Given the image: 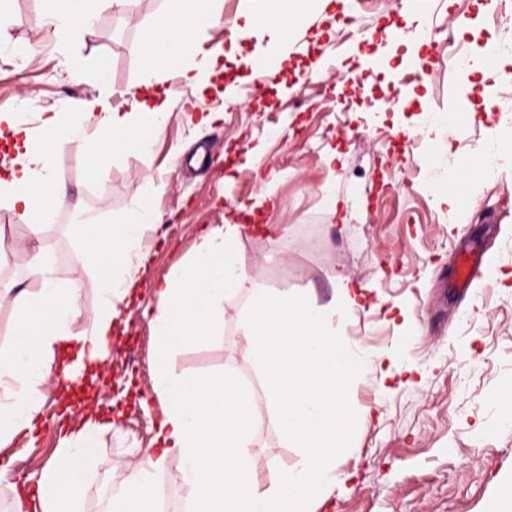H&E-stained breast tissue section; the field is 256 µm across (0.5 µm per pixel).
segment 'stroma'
<instances>
[{
	"label": "stroma",
	"mask_w": 512,
	"mask_h": 512,
	"mask_svg": "<svg viewBox=\"0 0 512 512\" xmlns=\"http://www.w3.org/2000/svg\"><path fill=\"white\" fill-rule=\"evenodd\" d=\"M166 0H102L93 24L59 38L42 26L43 0H0V115L41 137L42 115L69 100L122 92L142 78L141 35ZM216 18L190 32L198 55L223 53L202 69L192 92L177 76L158 87L169 119L148 150L115 154L96 177L85 173L83 143L55 158L67 191L46 241L66 260L69 279L85 247L73 217L93 212L120 225L135 206L166 212L148 232L149 259L138 287L117 301L113 345L101 381L86 384L82 412L112 420L97 443L104 464L90 475L82 512H101L103 483H121L144 449H158L161 399L155 390V283L180 273L215 224H241L237 248L254 285L307 295L320 307L340 302L335 278H350L358 308L337 315V337L372 355L375 368L348 385L354 419L336 457L334 484L311 499L309 512H485L512 485V424L492 395L512 386V152L497 155L505 174L464 169L484 160L483 145L512 138L498 113L465 117L448 104L460 76L457 60L477 56L503 30L483 19L481 0H365L328 8L301 0L299 24L265 73L254 72L257 37L239 33L245 0H208ZM442 30L451 44L392 45L388 25ZM83 62L74 72L70 61ZM108 62L99 82L96 65ZM512 58L472 71L478 97H512L505 82ZM406 78L402 109L387 100ZM349 111L332 103L335 93ZM455 193L444 203L442 189ZM486 248L482 278L457 298L448 275L461 238ZM246 293L224 300V333L173 348L178 375L231 370L255 393L254 480L271 486L298 467L304 451L288 447L272 422L261 367L238 322ZM57 431L20 436L0 454L13 479L37 484L57 447ZM117 470H110V463Z\"/></svg>",
	"instance_id": "1"
}]
</instances>
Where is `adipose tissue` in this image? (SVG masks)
<instances>
[{"label": "adipose tissue", "instance_id": "ef3b65f1", "mask_svg": "<svg viewBox=\"0 0 512 512\" xmlns=\"http://www.w3.org/2000/svg\"><path fill=\"white\" fill-rule=\"evenodd\" d=\"M99 2L44 0L41 23L81 31L90 25ZM266 11L267 0H249L242 28L246 35L258 26L267 33L269 40L258 52L262 58L277 52L281 37L299 19L290 11L259 24ZM210 21L201 0H168L142 39L144 90L129 93L123 108L113 107L104 95L74 99L67 113H45L42 139L19 125L8 126L20 159L0 167V198L30 218L33 235L52 223L55 203L65 194L54 177L57 151L65 143L83 142L94 174L127 146L148 148L168 114L145 90L172 71L187 86H197L199 76L187 63L195 47L182 34ZM164 221V213L142 205L117 227L89 220L74 225L76 236L95 237L94 245L83 253L82 268L100 284L99 304L89 318V329L82 333L71 331L81 314V280L58 278L49 245L39 246L28 260L27 274L38 280V292L0 281V298L10 297L18 315L14 341L0 349V452L7 451L18 435L34 431L44 404L40 387L51 375L58 347L77 350L63 368L66 381L74 384L84 380L88 363L107 354L117 317L114 302L136 286L132 270L145 259V231ZM241 233L237 224L214 225L193 263L156 288L153 329L158 340L156 391L165 402L158 433L163 449L157 455L145 452L125 477L118 512H158L153 480L173 460L187 489L188 512H305V504L336 480V453L352 418L345 392L353 377L374 366L369 355L352 354L332 326L335 313L356 310L357 297L343 276L338 279L343 295L338 311L285 290L248 288L237 252ZM242 291L247 292L249 305L239 334L265 372L264 391L272 401L278 429L291 447L306 451L300 467L279 473L264 492L254 484L257 462L249 452L252 392L226 372L188 377L173 374L167 364L174 342L190 344L221 335L224 299ZM106 429L89 416L81 428L63 434L36 490L15 487L12 512H81L87 479L101 464L93 448Z\"/></svg>", "mask_w": 512, "mask_h": 512}]
</instances>
